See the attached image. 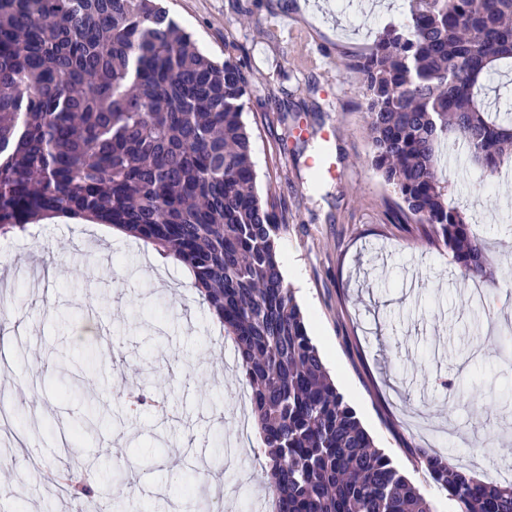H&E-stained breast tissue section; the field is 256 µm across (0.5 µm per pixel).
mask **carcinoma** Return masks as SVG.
Wrapping results in <instances>:
<instances>
[{
  "label": "carcinoma",
  "instance_id": "obj_1",
  "mask_svg": "<svg viewBox=\"0 0 512 512\" xmlns=\"http://www.w3.org/2000/svg\"><path fill=\"white\" fill-rule=\"evenodd\" d=\"M197 50L156 0H0V234L56 216L123 228L184 264L235 345L272 512H437L333 381L285 283L274 199L256 190L249 75ZM370 162L463 279L492 275L478 224L441 174L448 139L482 177L512 163V113L486 90L512 69V0H409L401 29L349 60ZM455 512H512V483L423 450Z\"/></svg>",
  "mask_w": 512,
  "mask_h": 512
}]
</instances>
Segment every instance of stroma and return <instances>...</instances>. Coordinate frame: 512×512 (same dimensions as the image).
Masks as SVG:
<instances>
[{
  "mask_svg": "<svg viewBox=\"0 0 512 512\" xmlns=\"http://www.w3.org/2000/svg\"><path fill=\"white\" fill-rule=\"evenodd\" d=\"M360 3L165 0L199 50L220 60L234 43L252 76L243 119L258 191L278 203L282 273L338 390L376 447L452 512L416 448L457 455L479 477L512 465V367L494 353L512 332V166L483 186L448 148L455 199L496 257L478 306L446 248L384 214L395 193L370 164L364 89L348 60L395 23ZM0 273V307L26 319L20 345L0 320L10 364L0 438H20L0 454V512H255L268 502L256 435L240 419L250 388L183 265L109 226L50 218L33 235L0 237ZM451 380L470 391L453 406ZM132 391L153 400L138 417ZM90 399L103 419L70 439L65 426ZM120 460L135 489L111 484ZM66 467L93 473L94 497L46 481Z\"/></svg>",
  "mask_w": 512,
  "mask_h": 512,
  "instance_id": "1",
  "label": "stroma"
}]
</instances>
